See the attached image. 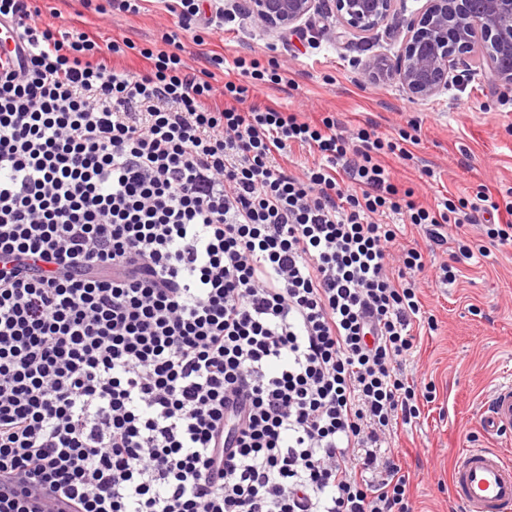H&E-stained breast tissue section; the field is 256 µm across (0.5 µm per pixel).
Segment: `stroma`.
<instances>
[{
  "mask_svg": "<svg viewBox=\"0 0 512 512\" xmlns=\"http://www.w3.org/2000/svg\"><path fill=\"white\" fill-rule=\"evenodd\" d=\"M102 0H48L74 19L78 28L96 33L101 42L117 37L139 47L160 43L171 24L164 0H145L139 14H98ZM423 0H404V7L372 34L345 35L340 43L322 42V28L335 19L317 11L293 31L268 34L255 27L247 0H224L236 16L230 31L211 35L206 46L185 39V59L201 66V49L217 53L238 50L267 62L269 45L288 67L290 83L263 88L253 101L278 104L299 118L337 113L349 127L372 124L394 138L409 123H420L421 141L411 158L387 157L398 182L412 188L419 203L439 195L473 197L481 188H512V96L481 76L461 78L448 91L425 101L407 97L398 84L375 88L363 84L361 59L394 55L404 36L409 13ZM436 173L424 182L421 171ZM463 275L440 287L422 281V301L437 328L424 335L407 373L419 384H433L436 397L421 402L420 417L399 433L398 448L410 474L417 512H461L449 490V473L465 448H496L512 461V435L487 438L480 426L487 395L512 379V252H492L481 261L459 260Z\"/></svg>",
  "mask_w": 512,
  "mask_h": 512,
  "instance_id": "1",
  "label": "stroma"
}]
</instances>
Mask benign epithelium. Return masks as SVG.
I'll use <instances>...</instances> for the list:
<instances>
[{
    "label": "benign epithelium",
    "mask_w": 512,
    "mask_h": 512,
    "mask_svg": "<svg viewBox=\"0 0 512 512\" xmlns=\"http://www.w3.org/2000/svg\"><path fill=\"white\" fill-rule=\"evenodd\" d=\"M256 26L266 33L295 29L321 0H248ZM399 0H332L337 21L323 36L366 35L386 24ZM481 74L512 91V0H424L405 23L401 50L360 63L361 80L375 87L396 83L412 100L448 90L464 75Z\"/></svg>",
    "instance_id": "benign-epithelium-1"
}]
</instances>
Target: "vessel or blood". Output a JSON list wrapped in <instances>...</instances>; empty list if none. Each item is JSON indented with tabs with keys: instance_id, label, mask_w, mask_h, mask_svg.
<instances>
[{
	"instance_id": "vessel-or-blood-1",
	"label": "vessel or blood",
	"mask_w": 512,
	"mask_h": 512,
	"mask_svg": "<svg viewBox=\"0 0 512 512\" xmlns=\"http://www.w3.org/2000/svg\"><path fill=\"white\" fill-rule=\"evenodd\" d=\"M490 436L512 433V382L497 385L483 412ZM451 493L464 512H512V464L494 448H469L455 460Z\"/></svg>"
}]
</instances>
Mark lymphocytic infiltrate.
<instances>
[{
	"instance_id": "obj_1",
	"label": "lymphocytic infiltrate",
	"mask_w": 512,
	"mask_h": 512,
	"mask_svg": "<svg viewBox=\"0 0 512 512\" xmlns=\"http://www.w3.org/2000/svg\"><path fill=\"white\" fill-rule=\"evenodd\" d=\"M168 10L133 71L127 42L0 0V512H415L416 281L456 282L450 245L511 251L512 188L418 204L384 162L418 134L253 105L279 63L192 67L224 9Z\"/></svg>"
}]
</instances>
